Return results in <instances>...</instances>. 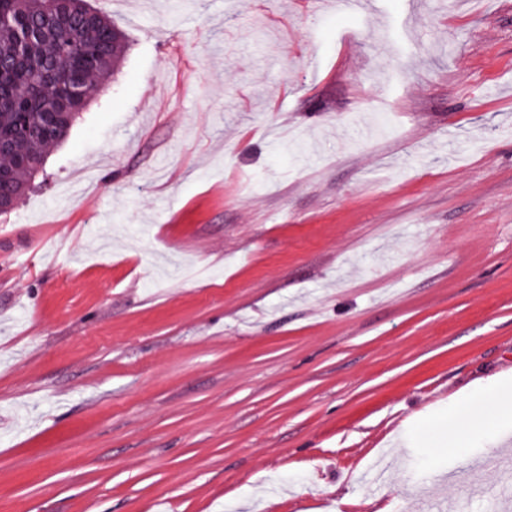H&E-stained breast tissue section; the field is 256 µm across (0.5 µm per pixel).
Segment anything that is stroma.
<instances>
[{"mask_svg":"<svg viewBox=\"0 0 512 512\" xmlns=\"http://www.w3.org/2000/svg\"><path fill=\"white\" fill-rule=\"evenodd\" d=\"M131 41L0 216V512H512V0H90Z\"/></svg>","mask_w":512,"mask_h":512,"instance_id":"1","label":"stroma"}]
</instances>
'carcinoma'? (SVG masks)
Masks as SVG:
<instances>
[{
    "label": "carcinoma",
    "instance_id": "cac0c4a2",
    "mask_svg": "<svg viewBox=\"0 0 512 512\" xmlns=\"http://www.w3.org/2000/svg\"><path fill=\"white\" fill-rule=\"evenodd\" d=\"M127 49L87 0H0L1 199L24 194Z\"/></svg>",
    "mask_w": 512,
    "mask_h": 512
}]
</instances>
